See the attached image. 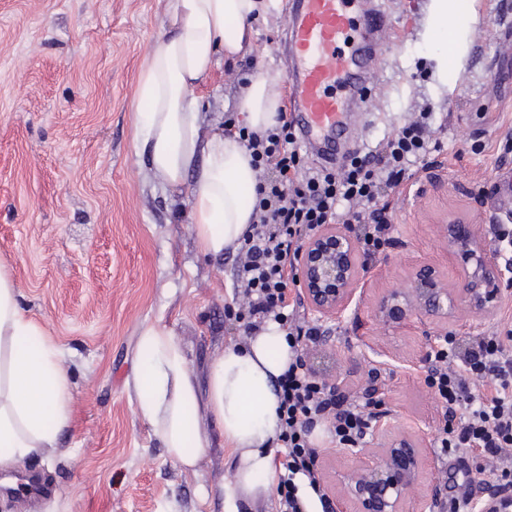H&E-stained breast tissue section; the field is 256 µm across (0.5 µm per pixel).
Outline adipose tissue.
Listing matches in <instances>:
<instances>
[{"instance_id": "adipose-tissue-1", "label": "adipose tissue", "mask_w": 512, "mask_h": 512, "mask_svg": "<svg viewBox=\"0 0 512 512\" xmlns=\"http://www.w3.org/2000/svg\"><path fill=\"white\" fill-rule=\"evenodd\" d=\"M264 7L263 0H164L166 30L137 82L136 153L157 182L188 186L196 244L215 257L235 250L247 229L256 178L237 136L204 133L198 89L218 60L251 50L253 23ZM242 98L250 129L276 124L280 98L267 78L252 79ZM31 339L36 347H28ZM288 355L285 331L268 323L243 343L225 346L209 364L202 391L171 328L153 322L139 329L136 412L187 470L219 432L233 468L232 481L221 488L227 512L269 500L278 481L277 388ZM70 403L61 351L22 313L12 273L0 261V463L54 447Z\"/></svg>"}]
</instances>
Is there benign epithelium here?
<instances>
[{"label": "benign epithelium", "mask_w": 512, "mask_h": 512, "mask_svg": "<svg viewBox=\"0 0 512 512\" xmlns=\"http://www.w3.org/2000/svg\"><path fill=\"white\" fill-rule=\"evenodd\" d=\"M441 241L448 256L460 261L453 285L429 262L417 264L405 288L371 299L378 322L402 327L419 319L425 341L452 334V318L463 305L482 318L494 317L512 299V267L500 262L478 224H445ZM368 262L347 224H323L304 238L296 264L303 301L318 317H342L367 298ZM391 413L377 418L371 440L343 448L356 465L339 480L348 512H407L410 492L421 485L428 464L424 430L395 433ZM512 505V489L483 481L474 499L476 512H503Z\"/></svg>", "instance_id": "obj_1"}]
</instances>
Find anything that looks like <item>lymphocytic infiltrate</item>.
<instances>
[{
  "label": "lymphocytic infiltrate",
  "mask_w": 512,
  "mask_h": 512,
  "mask_svg": "<svg viewBox=\"0 0 512 512\" xmlns=\"http://www.w3.org/2000/svg\"><path fill=\"white\" fill-rule=\"evenodd\" d=\"M430 117L424 109L413 113L396 137L376 150L352 152L337 169L305 166V151L287 116L261 132L234 127L258 180L250 229L235 255L236 317L247 337L266 323L279 324L291 349L279 383V512H310L312 500L325 498L310 441L315 430L344 445L365 440L384 405L377 369H369L356 388L344 389L309 365L323 330L293 291L300 242L320 225L352 224L366 259L384 253L394 241L393 226L379 201L414 179L424 158L439 151ZM426 361L427 385L445 422L437 439L439 457L452 450L474 454L478 470H491L496 483L512 487V342L497 330L448 339Z\"/></svg>",
  "instance_id": "obj_1"
}]
</instances>
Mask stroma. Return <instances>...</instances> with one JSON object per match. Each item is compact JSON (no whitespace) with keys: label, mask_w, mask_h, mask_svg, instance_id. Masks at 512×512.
<instances>
[{"label":"stroma","mask_w":512,"mask_h":512,"mask_svg":"<svg viewBox=\"0 0 512 512\" xmlns=\"http://www.w3.org/2000/svg\"><path fill=\"white\" fill-rule=\"evenodd\" d=\"M429 0H386L390 32L380 83L353 124L375 148L408 113L429 107L442 152L389 198L394 243L370 263L378 294L404 287L414 265L435 263L448 281L458 267L442 248L441 225L478 224L512 210L498 188L512 179V0H465L448 32L477 50L429 62L421 33ZM284 0L254 23V50L221 62L203 84L206 128L242 117V85L256 76L282 87ZM163 0H0V259L19 287L22 312L63 352L71 384L67 427L56 447L21 465L38 498L0 492V512H225L213 488L232 466L213 438L195 470L172 461L136 413L131 385L142 324L162 322L181 340L198 382L239 330L229 318L233 256L202 254L189 224L188 191L160 185L133 146L135 89L162 31ZM311 364L343 385L361 383L372 349L395 430L426 424L434 444L440 409L425 384L418 324L380 325L368 305L331 321ZM325 488L355 461L316 432Z\"/></svg>","instance_id":"1"}]
</instances>
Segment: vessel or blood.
I'll list each match as a JSON object with an SVG mask.
<instances>
[{"mask_svg": "<svg viewBox=\"0 0 512 512\" xmlns=\"http://www.w3.org/2000/svg\"><path fill=\"white\" fill-rule=\"evenodd\" d=\"M381 0H290L281 37L288 104L303 143L334 157L376 87Z\"/></svg>", "mask_w": 512, "mask_h": 512, "instance_id": "b4317fda", "label": "vessel or blood"}]
</instances>
